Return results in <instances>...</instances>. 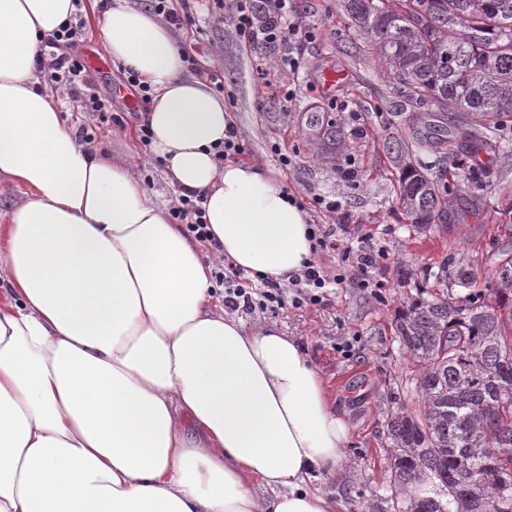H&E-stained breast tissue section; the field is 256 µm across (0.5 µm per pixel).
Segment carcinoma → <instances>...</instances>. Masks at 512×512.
Returning a JSON list of instances; mask_svg holds the SVG:
<instances>
[{
  "label": "carcinoma",
  "instance_id": "carcinoma-1",
  "mask_svg": "<svg viewBox=\"0 0 512 512\" xmlns=\"http://www.w3.org/2000/svg\"><path fill=\"white\" fill-rule=\"evenodd\" d=\"M348 26L419 105L452 115L448 154L458 177L497 150L512 117V0H344ZM461 185L407 167L397 199L423 230L451 208ZM506 241L483 269L451 253L394 318L420 404L387 423L394 512H512V198L497 203ZM485 287L478 289L479 280ZM430 481L436 492L411 493Z\"/></svg>",
  "mask_w": 512,
  "mask_h": 512
}]
</instances>
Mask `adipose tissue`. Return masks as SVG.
Here are the masks:
<instances>
[{"label": "adipose tissue", "mask_w": 512, "mask_h": 512, "mask_svg": "<svg viewBox=\"0 0 512 512\" xmlns=\"http://www.w3.org/2000/svg\"><path fill=\"white\" fill-rule=\"evenodd\" d=\"M75 0H0V512H337L349 427L275 325L227 315L212 266L150 200L131 146L82 145L36 78ZM105 49L150 85L143 121L177 195L203 196L218 256L287 283L308 215L263 165L217 162L234 117L182 72L153 12L113 0Z\"/></svg>", "instance_id": "adipose-tissue-1"}]
</instances>
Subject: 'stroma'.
I'll use <instances>...</instances> for the list:
<instances>
[{
	"label": "stroma",
	"mask_w": 512,
	"mask_h": 512,
	"mask_svg": "<svg viewBox=\"0 0 512 512\" xmlns=\"http://www.w3.org/2000/svg\"><path fill=\"white\" fill-rule=\"evenodd\" d=\"M210 0H197L194 25L178 29V43L188 74L218 78L226 106L242 131V160L257 161L280 176L316 224H331L336 236L358 245L370 236L384 253L371 270L384 289L355 285L336 289L317 304L286 305L277 311L244 314L250 324L273 323L295 337L323 375L350 429L348 461L321 489L339 505L338 512H394L388 480V417L417 400L412 368L394 336V315L416 295L414 280H426L427 267L462 249L473 261L484 260L500 235L492 211L512 194V165L501 159L483 164L469 183V201L459 202L451 218L426 233L413 231L396 196L401 169L395 161L399 141L419 137L408 160L434 178L447 173L450 160L431 150L446 138L448 119L424 115L374 57L361 50L349 29L341 0H292L290 11L311 36L298 44L300 67L280 63L278 47L249 43L232 24H216ZM342 74L337 86L324 85L327 72ZM119 64L91 72L93 88L112 103V119L100 122L92 112L65 105L69 124L84 126L94 147L116 148L117 136L138 134L145 103H131ZM289 101L272 100V91ZM288 165H281V157ZM133 163L156 202L169 201L173 190L150 147L138 145ZM336 201V212L315 204V196Z\"/></svg>",
	"instance_id": "1"
}]
</instances>
